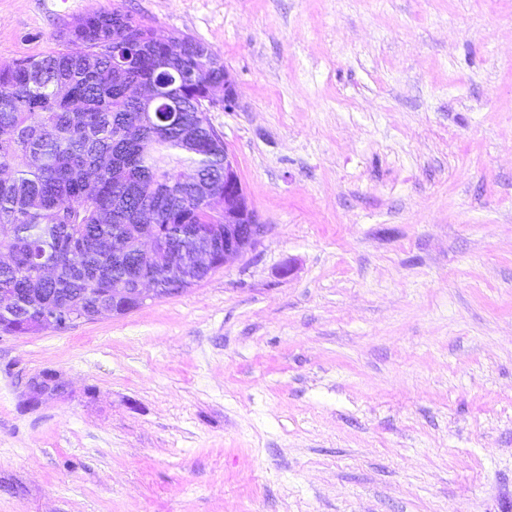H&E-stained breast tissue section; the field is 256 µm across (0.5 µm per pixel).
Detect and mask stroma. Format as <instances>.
I'll use <instances>...</instances> for the list:
<instances>
[{
	"mask_svg": "<svg viewBox=\"0 0 512 512\" xmlns=\"http://www.w3.org/2000/svg\"><path fill=\"white\" fill-rule=\"evenodd\" d=\"M116 6L223 59L266 233L0 333V512H512V0H0V66ZM29 385L36 389L40 398L60 396L64 393L57 375L49 371H43L33 376Z\"/></svg>",
	"mask_w": 512,
	"mask_h": 512,
	"instance_id": "1",
	"label": "stroma"
}]
</instances>
